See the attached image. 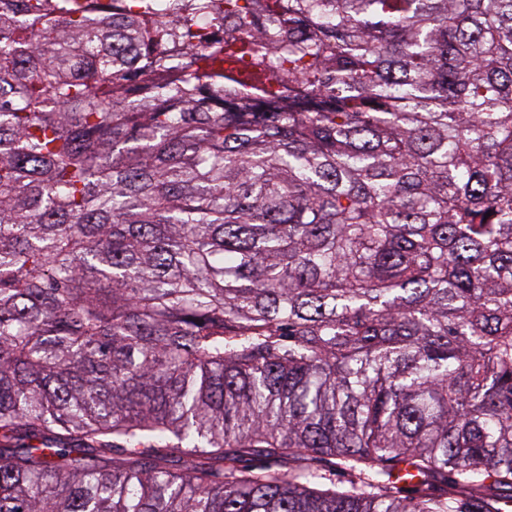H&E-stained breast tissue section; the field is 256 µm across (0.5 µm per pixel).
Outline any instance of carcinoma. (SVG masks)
<instances>
[{
  "instance_id": "carcinoma-1",
  "label": "carcinoma",
  "mask_w": 512,
  "mask_h": 512,
  "mask_svg": "<svg viewBox=\"0 0 512 512\" xmlns=\"http://www.w3.org/2000/svg\"><path fill=\"white\" fill-rule=\"evenodd\" d=\"M167 9L0 0V512H503L512 0Z\"/></svg>"
}]
</instances>
